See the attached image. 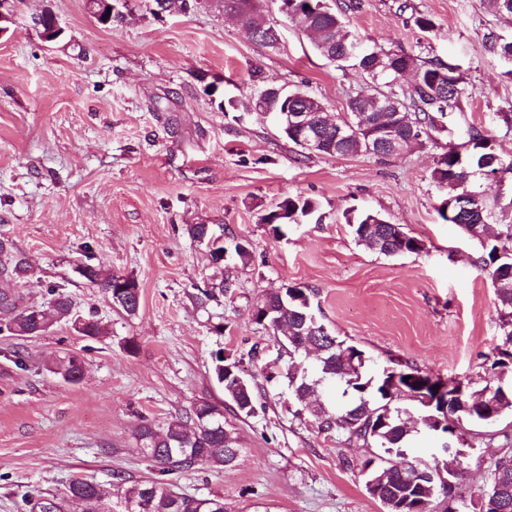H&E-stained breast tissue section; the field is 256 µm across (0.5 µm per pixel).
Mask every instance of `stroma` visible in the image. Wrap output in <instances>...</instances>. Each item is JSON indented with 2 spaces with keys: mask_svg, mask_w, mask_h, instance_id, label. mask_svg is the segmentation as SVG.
I'll list each match as a JSON object with an SVG mask.
<instances>
[{
  "mask_svg": "<svg viewBox=\"0 0 512 512\" xmlns=\"http://www.w3.org/2000/svg\"><path fill=\"white\" fill-rule=\"evenodd\" d=\"M358 3L348 19L364 42L459 65L464 95L450 140L486 130L512 160V80L486 43L491 32L512 35V17L493 15L486 0ZM261 6L280 34L276 45L252 39L221 0L162 19L148 0H129L123 20L107 26L87 0H24L0 36V239L31 267L11 289L39 305L63 285L75 310L107 332L91 340L61 323L35 338L0 334V512H30L42 492L76 479L106 486L153 477L136 430L185 417L204 399L222 403L211 362L219 348L240 361L264 408L233 420L234 464L177 473V492L221 497L228 512H384L345 464L372 449L319 432L308 414L287 408L286 382L261 373L278 346L252 310L288 285L311 288L328 328L376 367L409 362L483 385L499 341L495 294L474 264L477 243L440 216L445 196L431 171L441 146L385 163L321 155L289 143L269 118L236 120L219 108L220 98L253 94L256 69L337 115L367 87L361 73L320 56L276 0ZM46 8L64 30L51 43L33 21ZM421 14L431 31L416 26ZM287 195L313 198L319 209L278 238L260 218ZM350 210L402 225L424 251L365 249L345 221ZM191 224L248 240L252 262L213 263L189 236ZM84 264L133 278L137 312L111 308L80 275ZM228 276L233 294L199 303V287ZM16 352L25 368L13 364ZM67 353L84 361L79 383L49 370ZM467 439L460 481L474 493L512 448V414L468 425Z\"/></svg>",
  "mask_w": 512,
  "mask_h": 512,
  "instance_id": "35a3bbf8",
  "label": "stroma"
}]
</instances>
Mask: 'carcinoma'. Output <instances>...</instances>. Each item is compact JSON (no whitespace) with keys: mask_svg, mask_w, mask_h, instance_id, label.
Listing matches in <instances>:
<instances>
[{"mask_svg":"<svg viewBox=\"0 0 512 512\" xmlns=\"http://www.w3.org/2000/svg\"><path fill=\"white\" fill-rule=\"evenodd\" d=\"M151 12L186 11L192 0H152ZM253 0H224V12L240 18L242 23L265 41L264 33L271 29L261 11L253 9ZM288 12L298 16V31L312 39L315 50L326 59L334 52L336 67L356 69L369 79V88L352 97L344 118L331 126H320L323 143L317 153L350 156L365 154L385 162L402 156L393 146L381 150L369 147L372 126L381 123L404 142L407 152L435 142L442 135L448 115L460 110L464 94L458 67L439 58L427 60L412 53L368 45L349 29L346 13L356 8L352 2L336 9L326 0H282ZM489 50L512 61V37L491 35ZM412 76L405 87L402 77ZM252 99L223 98L218 107L224 112H248ZM301 107L309 112L325 109L316 97L302 90L284 89L280 98L268 102V111L282 112L285 108ZM344 134L336 137V127ZM464 155L456 146L439 155L431 171V179L455 198L450 214L443 220L460 227L479 243L476 266L491 280L496 293V313L500 343L496 359L482 389L465 383L439 395L436 385L445 386L441 377L405 364L386 367L377 372L365 352L334 335L313 312L310 293L306 289L288 286L268 293L253 311V320L273 333L288 356V366L269 369L262 374L268 382L285 379L294 401L306 405L318 430L345 438L349 444L375 447L379 453L357 463L345 460L365 477L367 493L379 500L386 512H406L405 503L420 506L422 512H465L466 496L458 483L460 464L458 446L466 444L465 425L493 424L507 412H512V389L501 385V379L512 373V224L497 223L494 205L483 195L488 176L501 170L512 171L492 145L491 136L473 129L464 143ZM317 202L300 195L286 196L274 209L261 218L278 236L282 227L296 219L312 216ZM358 244L383 254L396 256L419 253L424 243L408 235L399 224H390L380 214L364 212L346 217ZM245 266L252 260L248 244L232 242L230 247L213 245V262L224 259L225 253ZM28 272L26 260L14 253L7 240L0 239V333L32 338L41 336L55 324L66 321L78 334L91 339L105 335L101 322L93 315L73 313L69 295L58 286L50 287L51 298L41 305H18V298L6 284ZM80 274L106 294L111 306L128 315L136 313L140 298L121 293L117 288L123 276L101 266L85 264ZM235 287L231 277L218 284L198 289L201 301L228 295ZM315 350L316 360L311 368L297 369L295 359ZM212 372L223 385L224 397L234 405L235 414L249 417L256 413L259 393L254 383L231 371L235 359L223 348L212 355ZM83 360L76 355L56 358L49 370L63 380L75 384L83 376ZM410 381H404L405 377ZM399 378L403 388L394 384ZM495 389L496 407L487 411L476 402L481 390ZM186 425L180 419L170 421L158 430L146 423L138 428L135 439L143 456L154 463L156 478L148 481L112 484V490L83 479L72 481L63 495L45 492L37 502L40 512H65L66 502L80 499L88 512H97L102 499L114 493L124 499L125 512H226L222 498H198L174 490L169 476L200 466L220 468L228 459L239 454L234 430L224 425L221 407L203 400L195 405ZM448 444L441 462L427 467L426 462L410 458L411 437L418 429ZM481 507L478 512H512V451L495 463L486 485L477 494Z\"/></svg>","mask_w":512,"mask_h":512,"instance_id":"1","label":"carcinoma"}]
</instances>
